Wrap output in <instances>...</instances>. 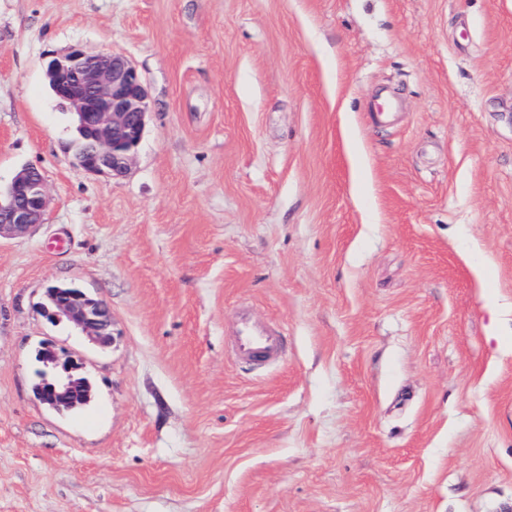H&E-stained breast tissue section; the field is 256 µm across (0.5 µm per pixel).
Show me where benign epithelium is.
I'll return each instance as SVG.
<instances>
[{
  "mask_svg": "<svg viewBox=\"0 0 512 512\" xmlns=\"http://www.w3.org/2000/svg\"><path fill=\"white\" fill-rule=\"evenodd\" d=\"M45 77L63 106L78 119V128L90 144H74V160L83 171L120 177L127 173L142 139L149 114L148 92L142 75L126 56L112 51L89 54L79 48L47 57ZM48 204L44 178L34 167H24L0 187V237L19 236L42 223ZM52 321L67 318L100 345L111 340L112 316L101 299L72 288L47 289ZM46 367L35 398L49 407L87 403L89 380L79 374L82 359L45 349Z\"/></svg>",
  "mask_w": 512,
  "mask_h": 512,
  "instance_id": "1",
  "label": "benign epithelium"
}]
</instances>
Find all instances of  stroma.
Instances as JSON below:
<instances>
[{"label": "stroma", "mask_w": 512, "mask_h": 512, "mask_svg": "<svg viewBox=\"0 0 512 512\" xmlns=\"http://www.w3.org/2000/svg\"><path fill=\"white\" fill-rule=\"evenodd\" d=\"M73 46L146 82L123 177L74 162L44 76ZM25 166L0 512H512V0H0V185ZM57 284L113 344L47 319ZM244 310L276 363L234 355ZM47 342L78 411L33 395ZM48 204L44 178L34 167H24L10 183L0 186V239L19 236L42 223ZM57 286L47 289V296L51 301L46 307V314L52 321L65 317L92 340L100 345H105L111 340L112 316L109 308L101 299L90 296L79 288L65 290Z\"/></svg>", "instance_id": "35a3bbf8"}]
</instances>
